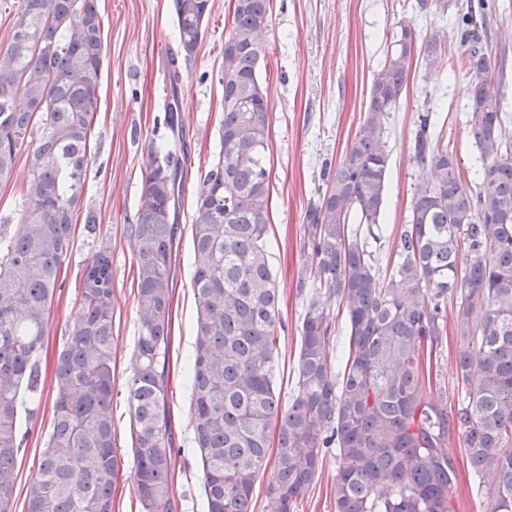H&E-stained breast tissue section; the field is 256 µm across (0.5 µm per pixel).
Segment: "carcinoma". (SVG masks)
Instances as JSON below:
<instances>
[{
    "mask_svg": "<svg viewBox=\"0 0 512 512\" xmlns=\"http://www.w3.org/2000/svg\"><path fill=\"white\" fill-rule=\"evenodd\" d=\"M455 11L470 76L469 134L482 181L472 193L454 150L418 116L414 158L433 180L416 187L411 215L385 273L368 240L388 185L387 119L411 60L437 61L442 41H420L413 20L395 23L372 75L363 122L304 216L300 286L311 285L300 327L297 381L282 404L273 386L280 294L268 262L269 103L259 81L270 0H236L224 39L220 150L204 176L191 225L197 301L190 370L193 435L207 512H255L253 487L270 473L275 512H294L336 449V512H453L457 470L445 448L462 440L475 476L493 474L489 512H512V137L501 108L505 63L492 61V0H418ZM179 54L172 89L195 57L210 0H173ZM103 34L96 0H21L0 49V184L27 151L31 179L19 231L0 224V512H13L24 399L43 385L40 351L62 264L74 246L84 190ZM38 131L30 147L28 137ZM180 167L151 152L133 223L126 225L142 313L127 378L130 474L142 512H176L170 482L171 267ZM93 252L54 373L53 416L26 512H112L124 458L112 431V240L87 225ZM349 336L328 350L334 313ZM457 297V399L426 396L425 360L447 340L444 310ZM277 437L270 453L271 436Z\"/></svg>",
    "mask_w": 512,
    "mask_h": 512,
    "instance_id": "1",
    "label": "carcinoma"
}]
</instances>
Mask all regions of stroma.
<instances>
[{"label":"stroma","instance_id":"1","mask_svg":"<svg viewBox=\"0 0 512 512\" xmlns=\"http://www.w3.org/2000/svg\"><path fill=\"white\" fill-rule=\"evenodd\" d=\"M417 0H271L265 32L266 57L260 83L268 98L271 208L268 261L280 292L286 330L275 350L274 388L288 397L294 385L301 316L306 295L297 286L301 267L303 218L316 200L325 165L337 164L364 117L373 72L383 61L386 37L401 17L412 18L419 36L445 33L439 63L426 67L414 59L409 84L387 121L388 191L380 241L371 243L379 260H387L406 224L418 185L427 169L413 157L419 112L430 110L435 134L454 147L466 177L479 168L478 151L467 130L470 78L453 68L460 32L453 13H422ZM234 0H212L211 15L194 60L183 70L178 91H171L168 67L179 36L172 0H97L102 20L104 60L94 127L88 153L85 190L76 209L75 246L64 261L51 306L41 352L45 378L42 395L29 421V437L19 460L13 512H25L26 489L35 476L53 414L56 360L68 336L78 302L83 270L92 245L83 229L95 221L112 239L115 352L112 381L113 433L118 448L129 452L130 414L126 381L134 361L141 313L131 286V252L124 233L132 223L153 147L171 151L184 174L174 250L173 302L169 354L168 402L175 458L171 490L179 512H207L201 484L200 456L193 440L188 384L194 346L197 303L191 285V224L203 176L219 150L223 89L219 83L224 39L233 18ZM179 100L182 134L171 139L164 113L171 98ZM30 179L25 156H18L8 183L0 184V217L15 233L26 206L23 189ZM447 452L456 464L460 487L454 512H487L461 440L451 437ZM336 455L328 453L320 479L297 503L295 512H335L330 494Z\"/></svg>","mask_w":512,"mask_h":512}]
</instances>
